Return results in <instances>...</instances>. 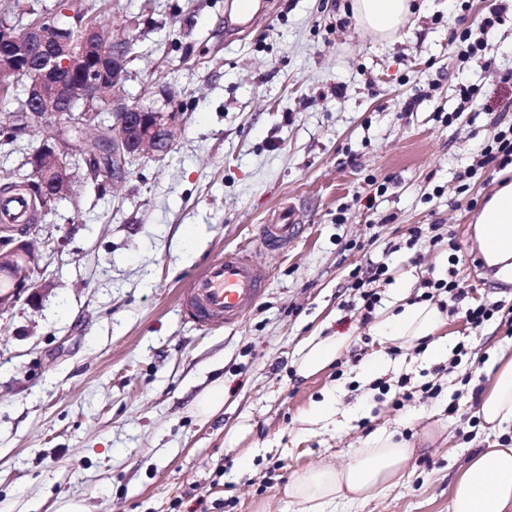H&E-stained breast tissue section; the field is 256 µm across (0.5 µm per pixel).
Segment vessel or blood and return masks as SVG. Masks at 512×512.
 I'll return each instance as SVG.
<instances>
[{"label":"vessel or blood","instance_id":"obj_1","mask_svg":"<svg viewBox=\"0 0 512 512\" xmlns=\"http://www.w3.org/2000/svg\"><path fill=\"white\" fill-rule=\"evenodd\" d=\"M303 221L302 212L293 202L282 203L269 223L260 225L262 245L284 249L295 237ZM262 296V277L250 257L240 250H230L209 261L192 276L181 308L185 317L201 327L231 325L252 308Z\"/></svg>","mask_w":512,"mask_h":512}]
</instances>
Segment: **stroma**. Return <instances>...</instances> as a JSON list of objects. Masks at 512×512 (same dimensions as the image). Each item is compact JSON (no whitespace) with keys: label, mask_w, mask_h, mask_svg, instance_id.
Segmentation results:
<instances>
[{"label":"stroma","mask_w":512,"mask_h":512,"mask_svg":"<svg viewBox=\"0 0 512 512\" xmlns=\"http://www.w3.org/2000/svg\"><path fill=\"white\" fill-rule=\"evenodd\" d=\"M340 2L264 0L235 33L238 0H110L106 18L136 54L121 94L178 111L176 143L105 193L75 183L39 220L34 277L51 289L0 314V512H52L62 496L85 512H300L283 494L292 473L347 462L384 426L417 450L409 477L335 512H448L454 475L483 447L485 364L512 358V326L465 321L470 305L512 307L475 237L512 172L457 190L480 146L512 125V12L485 60L460 68L450 34L477 28L491 0H414L384 41L341 20ZM463 83L481 89L465 106ZM287 200L303 224L283 253L258 233ZM417 224L440 225L454 246L408 247ZM233 249L251 254L264 293L236 324L199 327L179 311L183 291ZM377 261L385 301L398 286L420 295L428 276L468 289L446 310L452 343L467 348L456 367L436 373L420 348L380 343L344 310L350 272ZM336 335L347 353L300 375L306 342ZM378 356L388 369L366 376ZM217 383L223 409L198 415ZM330 392L358 413L303 431L301 412ZM246 453L252 466L238 471Z\"/></svg>","instance_id":"obj_1"}]
</instances>
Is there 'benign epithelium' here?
<instances>
[{
  "label": "benign epithelium",
  "mask_w": 512,
  "mask_h": 512,
  "mask_svg": "<svg viewBox=\"0 0 512 512\" xmlns=\"http://www.w3.org/2000/svg\"><path fill=\"white\" fill-rule=\"evenodd\" d=\"M79 2L65 14L74 22L68 32L54 29L42 20L21 27L0 20V94L24 80L25 102L18 112L6 115L3 128L15 134L32 125L48 126L49 119L68 111L80 100L84 109L65 125H54L41 145L27 157L39 187V199L50 208L70 194L77 174L67 164L77 150L69 128L98 126L96 106L107 103L112 123L98 141L84 150L99 163L112 166V178L123 179L130 162L139 156L163 155L175 142L177 113L159 112L129 105L119 89L131 77L129 38L119 32L104 36L98 25L80 17ZM36 224L0 226V236H11L9 246L0 244V314L20 300L37 303L47 289L33 279L36 256L25 236L36 231Z\"/></svg>",
  "instance_id": "7a95c632"
}]
</instances>
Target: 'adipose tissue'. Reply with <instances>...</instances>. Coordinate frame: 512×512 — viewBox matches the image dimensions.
<instances>
[{
    "instance_id": "obj_1",
    "label": "adipose tissue",
    "mask_w": 512,
    "mask_h": 512,
    "mask_svg": "<svg viewBox=\"0 0 512 512\" xmlns=\"http://www.w3.org/2000/svg\"><path fill=\"white\" fill-rule=\"evenodd\" d=\"M347 12L363 32L387 39L403 27L411 0H349ZM477 221L501 227L499 241L481 240L480 247L487 255L512 254V183L501 186L486 201ZM447 324L438 305L409 302L406 289L400 288L392 294L373 331L381 342L402 348L424 344L426 356L439 361L448 356ZM348 344L345 336L309 341L300 372L307 376L324 369ZM487 374L490 385L478 414L490 430L504 434L512 429V359L494 356ZM414 454V448L381 428L362 441L348 462L296 470L285 493L301 505V512H327L340 502L366 503L402 482ZM448 512H512V443H494L460 468L451 484Z\"/></svg>"
}]
</instances>
